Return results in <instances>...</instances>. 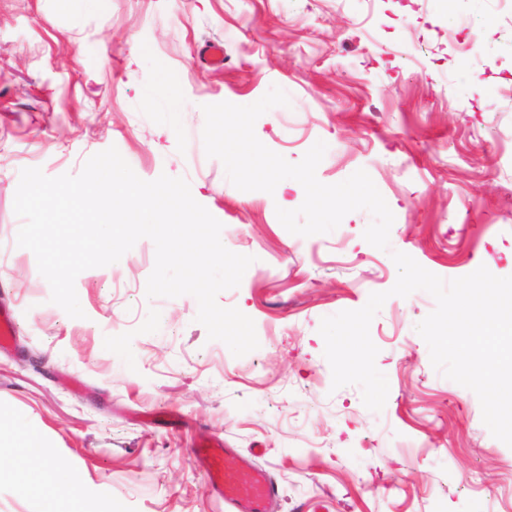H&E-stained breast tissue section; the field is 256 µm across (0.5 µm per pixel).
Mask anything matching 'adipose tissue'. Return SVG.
Masks as SVG:
<instances>
[{"label":"adipose tissue","mask_w":512,"mask_h":512,"mask_svg":"<svg viewBox=\"0 0 512 512\" xmlns=\"http://www.w3.org/2000/svg\"><path fill=\"white\" fill-rule=\"evenodd\" d=\"M5 421L11 427L15 441L8 450L0 451V471L12 472L16 477L18 490L23 493L37 486L53 484L63 493L73 494L80 485L79 473H60L36 450L25 447L22 438L26 433V425L21 418L9 415Z\"/></svg>","instance_id":"ef3b65f1"}]
</instances>
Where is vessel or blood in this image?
I'll return each instance as SVG.
<instances>
[{
	"mask_svg": "<svg viewBox=\"0 0 512 512\" xmlns=\"http://www.w3.org/2000/svg\"><path fill=\"white\" fill-rule=\"evenodd\" d=\"M191 453L207 478L206 489L223 500L228 512H268L277 485L265 468L250 466L221 442H200Z\"/></svg>",
	"mask_w": 512,
	"mask_h": 512,
	"instance_id": "vessel-or-blood-1",
	"label": "vessel or blood"
}]
</instances>
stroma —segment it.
<instances>
[{
  "label": "stroma",
  "mask_w": 512,
  "mask_h": 512,
  "mask_svg": "<svg viewBox=\"0 0 512 512\" xmlns=\"http://www.w3.org/2000/svg\"><path fill=\"white\" fill-rule=\"evenodd\" d=\"M224 46L207 65L206 44ZM179 89L177 135L161 82ZM289 96L255 134L289 162L327 145L320 182L365 170L395 216L388 250L372 215L332 232H288L302 185L245 192L207 157L202 105ZM116 147L146 181L185 178L230 251L254 256L219 305L255 323L233 356L196 320L193 296L147 298L153 241L84 270V318L51 303L34 254L15 249L20 172L79 174ZM400 251L451 280L512 276V0H0V411L22 417L44 457L78 471L77 501L108 512H225L190 453L212 438L273 470L271 512H512V448L478 397L431 364L416 325L436 306L391 295ZM388 298L370 325L389 383L382 411L333 388L323 318ZM0 475V512H45Z\"/></svg>",
  "instance_id": "1"
}]
</instances>
